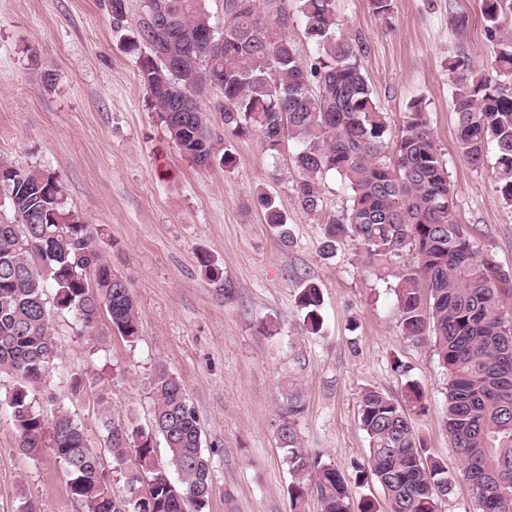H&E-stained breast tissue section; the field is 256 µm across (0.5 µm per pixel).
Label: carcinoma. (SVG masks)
<instances>
[{
  "instance_id": "cac0c4a2",
  "label": "carcinoma",
  "mask_w": 512,
  "mask_h": 512,
  "mask_svg": "<svg viewBox=\"0 0 512 512\" xmlns=\"http://www.w3.org/2000/svg\"><path fill=\"white\" fill-rule=\"evenodd\" d=\"M508 10L512 0H480L484 31L496 47L494 66L477 71L456 62L448 71L460 153L475 169H491L501 201L512 207V91L502 86L512 78V37L501 24ZM297 20L315 49L308 62L288 36ZM128 49L139 52L141 81L169 138L194 165L233 164L230 150L217 148V122L237 137L258 134L272 155L288 140L295 148L296 199L323 224L324 253L349 238L379 272L392 257L417 253L416 265L392 274L401 328L414 339L428 334L448 373L443 426L479 512H512V322L500 308L512 278L493 273L469 229L457 223L454 189L422 100L411 102L401 136L391 142L388 114L377 106L362 66V45L341 32L336 0H224L221 20L207 0H145ZM392 150L395 168L388 162ZM0 169V199L10 214L0 222V376L15 379L0 410L7 411L20 450L50 448L84 512H203L212 495L210 458L182 383L162 365L151 381L150 424L105 422L107 450L128 495L112 492L101 456L65 405H57L46 439L35 392L58 358L52 312L69 314L97 342L105 336L99 330L105 314L111 329L133 343L137 306L124 276L103 258L98 230L68 208L59 177L6 160ZM333 175L349 191L339 217L325 204ZM259 204L288 246L286 216L267 195ZM296 304L317 332V284L300 283ZM418 408L423 392L414 384L402 401L373 388L360 398L357 420L369 455L356 481L380 485L386 512H440L452 490L442 462L428 454L416 430ZM303 410L301 394L288 393L278 426L294 476L290 512H305L312 496L321 512H381L371 499L354 503L344 475L302 446L295 417ZM159 437L168 449L165 466L154 456ZM131 453L136 467L127 469Z\"/></svg>"
}]
</instances>
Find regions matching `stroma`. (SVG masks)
Returning <instances> with one entry per match:
<instances>
[{"label": "stroma", "mask_w": 512, "mask_h": 512, "mask_svg": "<svg viewBox=\"0 0 512 512\" xmlns=\"http://www.w3.org/2000/svg\"><path fill=\"white\" fill-rule=\"evenodd\" d=\"M128 24H112L109 0H0V158L55 173L68 204L99 231L105 260L122 272L137 301L140 337L112 334L92 346L66 314H54L59 361L35 395L45 420L57 403L83 425L92 447L105 444L111 418L147 426L150 381L165 365L184 385L211 461L206 512H289L293 481L276 432L289 382L301 385L302 444L339 469L353 500L383 501L355 476L369 440L357 421L364 389L401 396L416 383L426 409L415 426L457 482L441 512H478L458 475L461 461L443 427L448 377L429 340L403 335L390 280L364 264L347 240L319 251L322 229L292 191L293 144L277 158L258 136L223 133L233 167L208 170L183 158L139 77L126 40L144 0H127ZM471 18L466 33L448 15ZM344 34L364 47L362 65L393 135L413 99H424L456 195V219L500 272L512 275V208L489 173L475 171L457 146L448 65L462 59L491 69L495 47L479 0H396L391 22L367 0H336ZM271 195L293 236L280 246L256 198ZM223 279H208L200 255ZM322 291V328L309 333L296 305L302 280ZM86 385L72 394L71 376ZM40 512H81L64 466L50 449L20 451L0 411V512H18L19 492Z\"/></svg>", "instance_id": "stroma-1"}]
</instances>
